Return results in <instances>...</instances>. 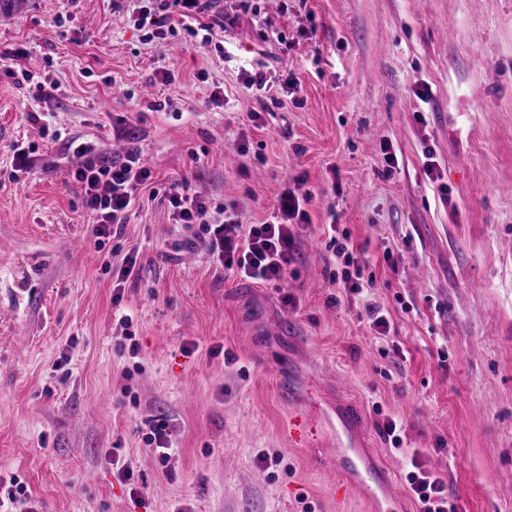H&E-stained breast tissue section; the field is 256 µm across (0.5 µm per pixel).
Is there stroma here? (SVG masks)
<instances>
[{
    "instance_id": "obj_1",
    "label": "stroma",
    "mask_w": 512,
    "mask_h": 512,
    "mask_svg": "<svg viewBox=\"0 0 512 512\" xmlns=\"http://www.w3.org/2000/svg\"><path fill=\"white\" fill-rule=\"evenodd\" d=\"M136 17L131 0H0V475L42 512H375L338 492L323 422L306 445L291 429L307 406H347L395 512L415 510L414 456L458 512H512V0H212L208 45ZM74 139L138 149L158 186L187 180L245 224L303 185L297 261L280 287L242 280L206 241L180 247L184 227L145 190L122 236L99 237L64 174L82 162ZM330 224L347 254L326 248ZM350 255L368 300L331 281ZM124 312L134 357L116 349ZM158 417L163 460L142 441ZM116 442L144 506L113 475Z\"/></svg>"
}]
</instances>
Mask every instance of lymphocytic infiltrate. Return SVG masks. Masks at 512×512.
<instances>
[{"instance_id": "obj_1", "label": "lymphocytic infiltrate", "mask_w": 512, "mask_h": 512, "mask_svg": "<svg viewBox=\"0 0 512 512\" xmlns=\"http://www.w3.org/2000/svg\"><path fill=\"white\" fill-rule=\"evenodd\" d=\"M209 2L133 0L140 27L151 32L159 27L158 11L170 9L186 20L204 13ZM76 151L85 155L86 161L68 170V179L80 186L82 204L96 216L99 236L121 235L138 189L152 179L151 169L141 163L134 150L126 158L112 161L92 158V148L85 143L79 144ZM165 196L176 223L192 231L184 239V246H191L197 238H206L210 255L225 269L259 284H274L283 279L294 260L297 229L308 220L305 206L312 198L306 190H283L271 222L244 225L234 205L224 207L219 216H212L207 201L192 194L186 181L171 183ZM406 479L417 512H457L443 477L418 465L407 473Z\"/></svg>"}]
</instances>
